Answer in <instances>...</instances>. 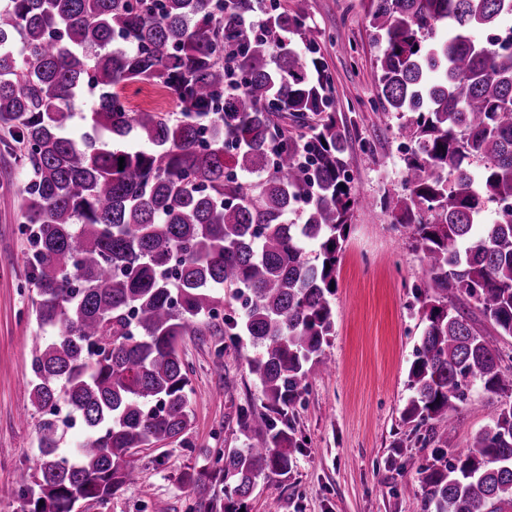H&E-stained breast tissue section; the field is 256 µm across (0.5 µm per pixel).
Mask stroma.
<instances>
[{
    "label": "stroma",
    "mask_w": 512,
    "mask_h": 512,
    "mask_svg": "<svg viewBox=\"0 0 512 512\" xmlns=\"http://www.w3.org/2000/svg\"><path fill=\"white\" fill-rule=\"evenodd\" d=\"M303 8L315 31L334 87L336 110L351 132L347 170L358 196L395 199L401 192L404 143L394 113L374 111L379 47L362 0H287ZM25 176L18 153L0 149V512H19L15 476L35 470L40 415L30 400L31 360L41 331L38 299L24 257L18 188ZM391 212L355 207L336 271L335 333L325 349L332 370L312 378L295 411L303 445L288 475L260 479L244 512H420L417 462L391 468L392 443L403 436L401 412L412 392L407 373L427 324L413 294L425 265L401 238ZM190 368L191 426L186 442L142 448L135 480L105 503L79 512H191L198 501L223 498L210 478L216 452L238 448L245 437L237 410L261 404V386L249 371L256 349L249 339L231 343L206 328L182 337ZM501 399L472 386L456 412L453 443L463 446L489 429Z\"/></svg>",
    "instance_id": "35a3bbf8"
}]
</instances>
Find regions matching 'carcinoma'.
Instances as JSON below:
<instances>
[{"label": "carcinoma", "mask_w": 512, "mask_h": 512, "mask_svg": "<svg viewBox=\"0 0 512 512\" xmlns=\"http://www.w3.org/2000/svg\"><path fill=\"white\" fill-rule=\"evenodd\" d=\"M363 2L382 46L380 106L405 140L394 220L427 277L402 421L442 449L470 387L511 397L490 429L420 466L421 512H512V366L498 347L512 337V0ZM138 81L177 110L129 111L123 91ZM89 85L93 134L77 139L66 106ZM0 127L26 169L35 318L50 333L31 362L40 459L16 474L21 512L104 503L133 478L131 449L187 434L178 341L231 300L224 335L257 347L263 403L239 408L246 441L218 451L216 475L240 500L288 473L296 407L329 368L353 204L349 131L303 12L280 0H0ZM450 291L493 331L448 308ZM62 403L80 421L72 451Z\"/></svg>", "instance_id": "carcinoma-1"}]
</instances>
